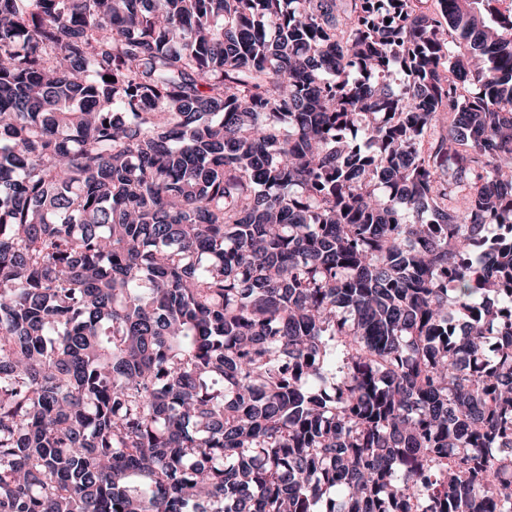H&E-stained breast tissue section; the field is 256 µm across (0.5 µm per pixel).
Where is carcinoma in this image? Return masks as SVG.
<instances>
[{
	"mask_svg": "<svg viewBox=\"0 0 512 512\" xmlns=\"http://www.w3.org/2000/svg\"><path fill=\"white\" fill-rule=\"evenodd\" d=\"M417 2L0 0V512H512V13Z\"/></svg>",
	"mask_w": 512,
	"mask_h": 512,
	"instance_id": "1",
	"label": "carcinoma"
}]
</instances>
